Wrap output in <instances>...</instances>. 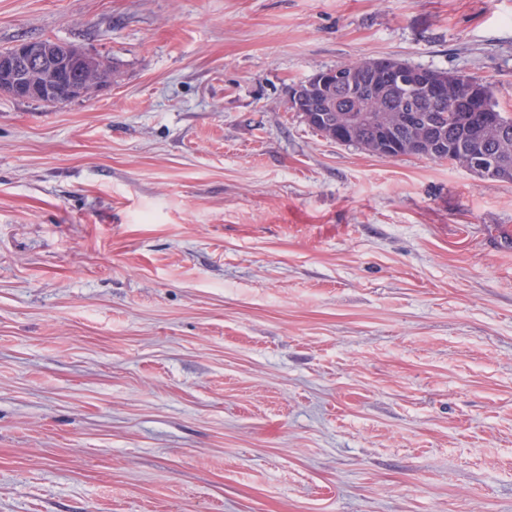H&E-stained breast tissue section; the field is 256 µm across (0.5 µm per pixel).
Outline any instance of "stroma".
<instances>
[{
  "instance_id": "35a3bbf8",
  "label": "stroma",
  "mask_w": 512,
  "mask_h": 512,
  "mask_svg": "<svg viewBox=\"0 0 512 512\" xmlns=\"http://www.w3.org/2000/svg\"><path fill=\"white\" fill-rule=\"evenodd\" d=\"M0 512H512V183L339 144L345 61L491 83L512 0H0ZM90 61L83 52L51 40L23 41L0 57V91L21 100L44 102L55 95L70 100L90 88L72 80L66 83L65 75Z\"/></svg>"
}]
</instances>
